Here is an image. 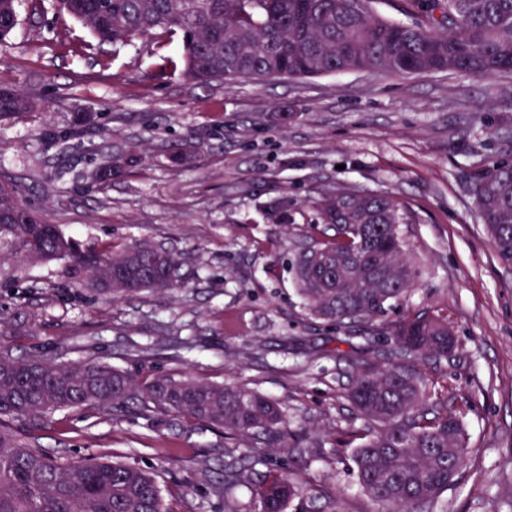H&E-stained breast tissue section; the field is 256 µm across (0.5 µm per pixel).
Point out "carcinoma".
I'll return each mask as SVG.
<instances>
[{
  "instance_id": "carcinoma-1",
  "label": "carcinoma",
  "mask_w": 512,
  "mask_h": 512,
  "mask_svg": "<svg viewBox=\"0 0 512 512\" xmlns=\"http://www.w3.org/2000/svg\"><path fill=\"white\" fill-rule=\"evenodd\" d=\"M374 0H55L98 43H129L155 31L180 40L186 75L199 83L309 78L367 71H435L486 78L512 72V0H406V19L382 17ZM18 0H0V44L18 24ZM37 107L21 90L0 88V122ZM468 186L499 261L512 267V151L475 164ZM27 189L0 182V248L30 260H61L73 284L132 294L179 287L181 258L150 241L115 252L83 251L25 202ZM333 239L309 247L294 264L308 314L331 323H369L410 290L399 225L409 213L384 195L340 187L317 202ZM448 322L426 312L395 327L391 359L354 375L357 416L373 428L353 450L357 481L376 512H437L471 461L464 426L427 408L428 383L413 362L448 358ZM97 407L187 417L240 441L288 438L275 401L243 385L192 376L140 379L96 360L78 363L0 352V512H170L151 471L84 459L62 464L27 444L10 421L44 425L57 411ZM256 452L225 465L210 485L224 512H243L244 487L259 512H352L344 494L312 485L293 467L252 478Z\"/></svg>"
}]
</instances>
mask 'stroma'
I'll return each instance as SVG.
<instances>
[{
  "instance_id": "1",
  "label": "stroma",
  "mask_w": 512,
  "mask_h": 512,
  "mask_svg": "<svg viewBox=\"0 0 512 512\" xmlns=\"http://www.w3.org/2000/svg\"><path fill=\"white\" fill-rule=\"evenodd\" d=\"M18 13L0 46V87L40 106L0 122V176L28 188L29 202L82 247L148 239L180 254L182 286L97 297L70 287L65 262L9 254L0 309L35 315L37 328L0 330V344L16 356L96 357L141 377L189 373L255 389L279 403L308 450L265 449L257 471L295 465L309 482L339 488L352 512H372L353 470L362 423L347 389L358 367L387 361L407 314L438 315L458 348L417 370L475 450L439 504L512 512V269L499 263L466 184L469 166L512 137V74L200 85L177 39L156 33L83 54L75 43L90 35L67 14L33 12L29 0ZM79 112L94 122L65 140ZM188 148L196 161L176 162ZM116 157L125 176L98 186L97 168ZM342 186L389 196L414 218L400 227L414 286L369 324L311 318L296 289V256L332 234L315 203ZM13 426L65 464L94 457L150 469L170 512H224L208 485L233 446L221 430L96 408L56 412L40 429Z\"/></svg>"
}]
</instances>
